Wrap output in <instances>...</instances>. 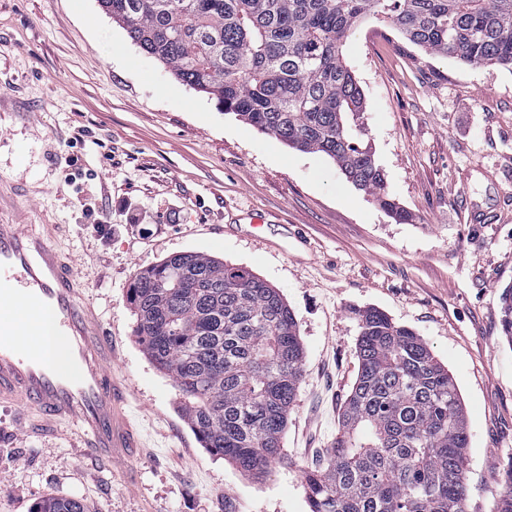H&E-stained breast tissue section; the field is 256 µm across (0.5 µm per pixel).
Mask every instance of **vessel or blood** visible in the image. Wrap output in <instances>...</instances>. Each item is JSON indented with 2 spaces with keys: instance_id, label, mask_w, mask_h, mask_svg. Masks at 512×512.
I'll return each mask as SVG.
<instances>
[{
  "instance_id": "1",
  "label": "vessel or blood",
  "mask_w": 512,
  "mask_h": 512,
  "mask_svg": "<svg viewBox=\"0 0 512 512\" xmlns=\"http://www.w3.org/2000/svg\"><path fill=\"white\" fill-rule=\"evenodd\" d=\"M51 237L47 224H0V402L14 405L37 438L74 425L91 464L130 460L141 439L123 408L127 386L112 369V338L82 296L74 260ZM23 308L41 316L37 344L22 339Z\"/></svg>"
}]
</instances>
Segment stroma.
Masks as SVG:
<instances>
[{
  "instance_id": "stroma-1",
  "label": "stroma",
  "mask_w": 512,
  "mask_h": 512,
  "mask_svg": "<svg viewBox=\"0 0 512 512\" xmlns=\"http://www.w3.org/2000/svg\"><path fill=\"white\" fill-rule=\"evenodd\" d=\"M390 218L322 154L224 113L143 54L97 0H0V224H57L116 345L144 445L80 462L76 437L0 445V512L81 497L87 512H309L359 371V310L413 329L456 378L469 427L468 512H495L512 458V72L432 55L365 20L343 45ZM111 221L98 225L101 216ZM251 270L294 314L304 373L281 436L287 465L240 472L203 447L170 378L144 354L128 290L168 256Z\"/></svg>"
}]
</instances>
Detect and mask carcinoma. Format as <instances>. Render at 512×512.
Here are the masks:
<instances>
[{
  "label": "carcinoma",
  "instance_id": "obj_1",
  "mask_svg": "<svg viewBox=\"0 0 512 512\" xmlns=\"http://www.w3.org/2000/svg\"><path fill=\"white\" fill-rule=\"evenodd\" d=\"M144 54L226 113L305 153L398 222L363 139L364 94L342 55L370 17L410 43L467 66L512 72V0H98ZM128 301L144 352L181 395L204 447L240 471L287 463L280 438L300 385L304 349L279 290L199 252L139 271ZM512 346V286L501 293ZM359 373L324 464L307 472L310 512H466L469 431L454 376L412 329L358 312ZM496 512H512V458ZM33 512H85L78 497Z\"/></svg>",
  "mask_w": 512,
  "mask_h": 512
}]
</instances>
